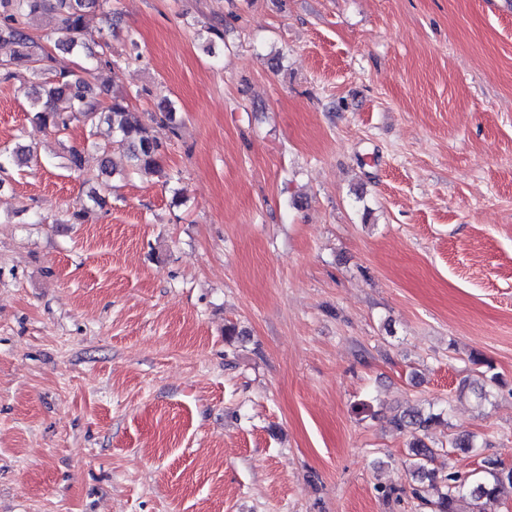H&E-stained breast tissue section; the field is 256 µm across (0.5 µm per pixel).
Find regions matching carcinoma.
Returning a JSON list of instances; mask_svg holds the SVG:
<instances>
[{
	"label": "carcinoma",
	"instance_id": "1",
	"mask_svg": "<svg viewBox=\"0 0 512 512\" xmlns=\"http://www.w3.org/2000/svg\"><path fill=\"white\" fill-rule=\"evenodd\" d=\"M103 5L102 0H0V43L14 46L13 53L0 60V81L18 78L23 69L34 74H49L30 96L31 112L37 123L61 135L75 121L91 130L104 122L114 144L125 153L130 171L163 177V144L141 113L130 107L127 97L115 92L109 102H101L93 95L88 83L66 62L46 51L42 42L26 27L27 22L45 11L55 13L62 34L57 45L78 57L89 49L85 41L88 11ZM153 120L175 128L173 105L168 101L162 103ZM26 160L27 154L21 148L0 151V171ZM440 422L442 413L433 411L426 415L410 411L391 420V425L399 432L412 430L407 461L412 478L419 483L413 494L433 512H459L458 503L466 491L472 500L473 512H489L488 507L512 489V467L505 468L498 461L489 459L485 461L483 477L471 486L468 479L456 471L439 473L433 465L440 449L428 444L426 438L428 430Z\"/></svg>",
	"mask_w": 512,
	"mask_h": 512
}]
</instances>
